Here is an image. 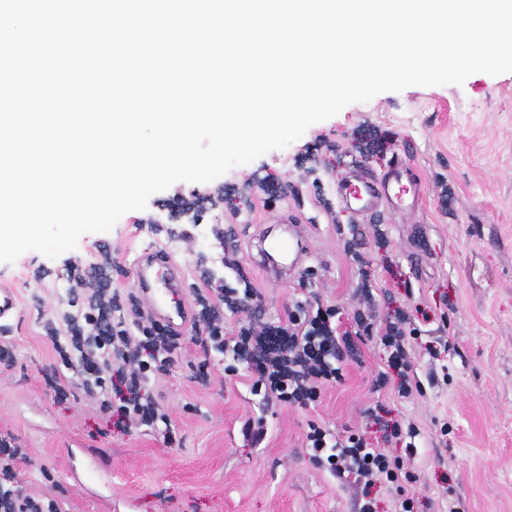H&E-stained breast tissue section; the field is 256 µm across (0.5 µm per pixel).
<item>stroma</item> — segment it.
<instances>
[{"label":"stroma","mask_w":512,"mask_h":512,"mask_svg":"<svg viewBox=\"0 0 512 512\" xmlns=\"http://www.w3.org/2000/svg\"><path fill=\"white\" fill-rule=\"evenodd\" d=\"M399 158L422 181L414 208L360 214L341 203L338 183ZM284 216L310 254L277 280L257 238ZM203 232L209 256L226 264L223 281L198 261ZM144 248L182 267L166 297L191 308L146 387L169 416L164 427L101 412L56 350L68 335H47L100 288L121 302L125 322L143 317L130 266ZM3 285L20 309L0 322V438L17 451L0 484L22 497L63 512H358L352 482L303 449L316 421L403 462L412 512H512V72L349 104L211 182L172 184L56 258L28 251L0 263ZM306 301L335 310L349 337L332 360L342 379L307 405L265 401L232 346L287 328ZM369 308L370 323L358 322ZM390 321L410 331L408 367L388 363ZM215 327L228 342L221 352L207 343ZM231 363L238 374H225ZM54 377L62 389L49 386ZM410 425L415 439L394 436Z\"/></svg>","instance_id":"35a3bbf8"}]
</instances>
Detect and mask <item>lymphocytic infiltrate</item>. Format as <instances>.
I'll use <instances>...</instances> for the list:
<instances>
[{
    "instance_id": "lymphocytic-infiltrate-1",
    "label": "lymphocytic infiltrate",
    "mask_w": 512,
    "mask_h": 512,
    "mask_svg": "<svg viewBox=\"0 0 512 512\" xmlns=\"http://www.w3.org/2000/svg\"><path fill=\"white\" fill-rule=\"evenodd\" d=\"M332 318V310L310 311L302 306L290 314L288 348L256 363L253 392L280 403L302 404L316 400L324 385L341 380L340 368L330 361L342 342ZM83 321L101 340L87 359L89 372L98 376L94 394L100 408L117 410L121 416L146 425L165 421V413L143 391L156 368L149 361L134 358L131 348L136 341L124 323L102 320L92 306L84 312ZM306 448L332 477H352L369 485L378 481L387 484L401 497L403 512H408L409 474L384 450L371 447L364 437L354 433L336 435L312 423L306 434Z\"/></svg>"
}]
</instances>
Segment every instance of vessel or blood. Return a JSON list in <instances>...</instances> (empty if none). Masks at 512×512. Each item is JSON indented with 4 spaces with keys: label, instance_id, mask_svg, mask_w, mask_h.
<instances>
[{
    "label": "vessel or blood",
    "instance_id": "obj_1",
    "mask_svg": "<svg viewBox=\"0 0 512 512\" xmlns=\"http://www.w3.org/2000/svg\"><path fill=\"white\" fill-rule=\"evenodd\" d=\"M421 192V181L405 160L395 161L379 177H356L339 187L343 200L356 211L372 209L381 201H391L400 208L413 207ZM182 273L160 250H142L132 263V279L141 293L145 306L168 326L179 333L187 325L190 312L186 304L166 306L159 298L161 287H178Z\"/></svg>",
    "mask_w": 512,
    "mask_h": 512
}]
</instances>
